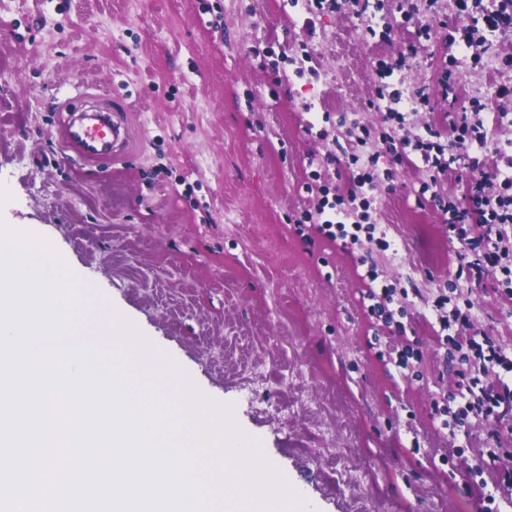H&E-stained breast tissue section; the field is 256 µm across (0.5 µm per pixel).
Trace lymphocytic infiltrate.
<instances>
[{
  "label": "lymphocytic infiltrate",
  "instance_id": "1",
  "mask_svg": "<svg viewBox=\"0 0 512 512\" xmlns=\"http://www.w3.org/2000/svg\"><path fill=\"white\" fill-rule=\"evenodd\" d=\"M489 105L481 97L474 96L468 107L456 113L447 131L429 126L415 144L397 138L395 131H381L371 139V147L385 146L393 162L400 163L406 157V147L418 153L422 169L430 178L446 173L450 167L445 158L442 135H449L454 146L466 148L472 144L492 146L500 166L496 177L500 188L489 194L481 182L469 187L470 207L460 208L445 203L439 194H432L431 201L441 208L447 217L448 235L463 246L460 264L451 294L432 295L421 289H413L412 295L434 317L440 331L451 332L459 324H470L479 310L469 297L470 291L482 287L484 280L496 277V293L500 298L512 300V142L498 143L486 129L482 116ZM376 175H359L351 191V199L359 200L358 209H342L341 198L330 195L328 186L317 182L306 185L314 198L311 208L304 211L297 234L319 236L331 241L342 239L357 244L361 235L375 240L380 251L390 250L392 243L385 229L370 221L369 194L376 187ZM364 299L369 300L368 313L380 319L383 326L394 328L400 337L393 365L397 370L409 367L410 359L417 355L412 340L406 338V328L394 322L388 305L391 295L388 289H377L376 277L366 273ZM452 349L446 354L452 363L453 388L440 393L432 402V414L439 417L441 426L448 432L449 442H456L473 418L491 420L494 429L490 434L492 448L482 453V465L497 469L499 479L483 497L482 512H501L500 502L512 504V468L503 460L512 456V450L500 447L502 430L512 431V351L502 347L487 336H455L450 339Z\"/></svg>",
  "mask_w": 512,
  "mask_h": 512
}]
</instances>
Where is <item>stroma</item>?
Segmentation results:
<instances>
[{"label": "stroma", "mask_w": 512, "mask_h": 512, "mask_svg": "<svg viewBox=\"0 0 512 512\" xmlns=\"http://www.w3.org/2000/svg\"><path fill=\"white\" fill-rule=\"evenodd\" d=\"M369 34L351 8L307 15L289 0H0V222L32 229L151 345L194 391L228 407L287 481L303 512H480L471 469L489 425L452 451L429 419L445 347L408 309L423 358L391 377L366 348L360 282L339 245L304 244L289 216L308 208L310 160L353 125L378 126L374 73L406 57L401 88L428 87L401 138L445 127L470 97L502 113L512 140V31L490 34L481 61L449 43L455 0H375ZM437 18L428 36L417 30ZM315 33L307 35L306 22ZM310 72L297 75L299 65ZM458 89L445 101L442 78ZM108 87L131 103L117 120L131 141L117 158L87 159L66 144L70 97ZM481 171L452 165L436 190L463 200ZM374 218L398 255L372 250L381 284L413 277L430 293L457 272L441 211L421 206V168L390 166ZM495 281L474 291L477 331L512 348V306Z\"/></svg>", "instance_id": "1"}]
</instances>
